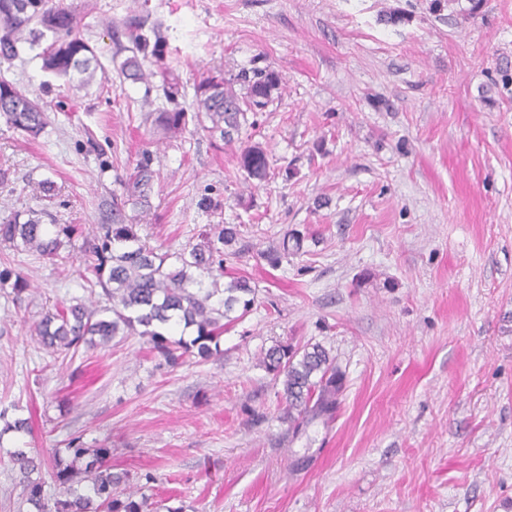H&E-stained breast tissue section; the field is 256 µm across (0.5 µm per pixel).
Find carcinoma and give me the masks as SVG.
<instances>
[{"label":"carcinoma","mask_w":512,"mask_h":512,"mask_svg":"<svg viewBox=\"0 0 512 512\" xmlns=\"http://www.w3.org/2000/svg\"><path fill=\"white\" fill-rule=\"evenodd\" d=\"M77 22L64 0H0V59L11 60L20 45L32 46L42 40V68L56 77L78 86L87 84L98 62L94 48L76 31ZM133 55L119 66L118 74L133 82L146 81L165 74L163 39L155 34L150 40L141 29L129 30ZM154 60L159 71L147 70L144 63ZM279 74L269 68L242 71L231 78L217 71L195 87L196 112L200 124L210 123L208 131L226 142L246 139L238 156L246 178L260 185L269 176L265 150L251 142L249 129L254 123L247 114L264 109L278 89ZM0 121L8 127L36 138L43 131L47 115L39 101L29 97L12 83L0 79ZM153 124L165 137H175L186 129L188 113L183 109L162 108L155 112ZM154 171L150 159L140 160L133 171L121 180L122 193L112 196V223L101 225L102 234L94 236L86 250V261L95 276L94 285L112 301V317L81 303L56 307L45 313L37 324L41 344L56 353L88 347L107 346L121 332H139L149 337L151 349L171 366L181 365L190 357L206 361L220 353V337L224 321H233L230 313L242 306L247 313L255 289L244 277H231L218 288L203 291L202 274L224 275V249L235 244L237 225L226 224L218 235V248L210 241L183 250L170 263V255L159 254L142 243L135 225L127 222L125 209L130 206L145 210L150 207ZM73 233L70 225L44 224L34 210L0 221V244L16 249L36 251L54 257L63 246L61 236ZM224 293L221 306L210 303L217 292ZM172 326L195 329L190 340L172 338ZM266 369L283 378V398L293 428L307 418L331 420L336 416L344 389V373L318 344L301 350L277 346L266 353ZM72 459L65 463L59 456L48 459L29 455L23 450L11 455L12 468L20 474L19 483L27 501L37 512H144L145 500L133 495L118 498L117 489L124 476L112 472L107 464L111 449L86 448L79 440L70 442ZM52 470L55 481L64 489V497L45 498L43 483L32 474L43 466Z\"/></svg>","instance_id":"1"}]
</instances>
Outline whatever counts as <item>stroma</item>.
<instances>
[{"label": "stroma", "instance_id": "35a3bbf8", "mask_svg": "<svg viewBox=\"0 0 512 512\" xmlns=\"http://www.w3.org/2000/svg\"><path fill=\"white\" fill-rule=\"evenodd\" d=\"M100 67L87 88L44 72L37 49L0 78L46 105L37 139L0 123V219L75 224L57 257L0 245V512H36L8 454L80 438L149 512H512V0H64ZM158 27L191 108L193 87L271 68L252 114L270 178L247 181L239 143L192 123L164 139L149 115L161 77L118 76L114 27ZM149 155L142 241L173 253L237 225L224 269L254 303L222 354L173 368L146 337L50 354L54 307L109 302L82 261L120 182ZM55 185L44 196L40 184ZM303 248L265 259L284 233ZM324 347L345 375L333 420L293 429L262 363L276 345Z\"/></svg>", "mask_w": 512, "mask_h": 512}]
</instances>
